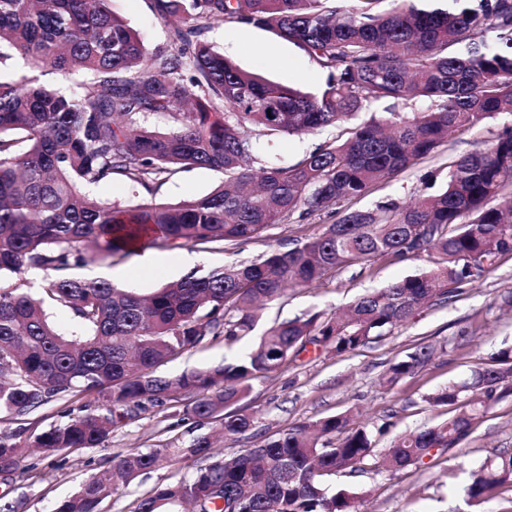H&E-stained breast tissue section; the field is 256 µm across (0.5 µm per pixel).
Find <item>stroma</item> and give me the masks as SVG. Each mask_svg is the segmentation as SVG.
<instances>
[{"label":"stroma","mask_w":512,"mask_h":512,"mask_svg":"<svg viewBox=\"0 0 512 512\" xmlns=\"http://www.w3.org/2000/svg\"><path fill=\"white\" fill-rule=\"evenodd\" d=\"M111 7L139 33L149 51L167 50L166 27L153 13L150 0H112ZM205 37L226 58L273 81L313 92L325 80L319 66L298 46L264 30L221 24L209 27ZM509 126L512 115H500L451 133L431 155L373 185L365 197L349 201V208L370 209L391 199L407 203L419 194L432 192L434 185L442 184L450 162L492 143ZM336 134V129L328 128L303 136L264 139L260 155L266 161L280 158L294 163L305 151ZM223 180L222 172L195 168L178 172L148 191L117 175L93 187L92 192L107 204L176 203L203 196ZM336 219L335 208L329 207L300 223L271 225L256 239L210 248L194 246L190 252L196 258V267L204 269L256 261L272 249L286 250L298 241L318 236ZM180 254L177 248L144 247L98 260L82 268L80 274L94 278L99 272L119 269L124 273L119 287L148 294L187 275V268L178 263ZM426 265L422 257H373L355 262L333 271L316 287L288 289L264 310L260 324L267 327L317 312L330 316L366 293L420 273ZM511 293L509 253L499 257L481 279L460 286L448 300L425 306L414 319L354 352L336 356L307 347L287 367L253 380L244 405L253 425L225 443V455L259 447L265 439L292 426L350 411L360 413L379 450L404 432L446 420L447 407L430 405L429 396L467 380L473 369L488 363L493 354L512 348V307L505 301ZM258 340L255 334L231 345L220 338L211 339L165 365L162 372L177 375L217 366L248 351ZM426 345L435 349L428 362L397 384L386 383L385 374L391 365ZM94 403L91 396L67 395L21 418L2 412L0 433H15L29 441L63 424L65 410ZM201 432L195 422L184 419L181 406L154 407L115 429L108 447L62 450L50 460L32 452L22 461L21 472L0 477V495L6 493L23 501L22 512H52L55 503L74 494L85 479L103 473L112 455L128 450L150 451L176 437L186 442ZM507 449L512 450V395L494 405L456 448L427 459L421 467L392 474L369 462L361 470L336 473L329 477L328 484L356 492L357 512H512L511 488L474 511L465 504L462 491L471 469ZM32 466L43 472V479L29 478L27 470ZM196 469V463L189 461L142 474L113 494L104 510L132 512L136 499L155 485L191 477Z\"/></svg>","instance_id":"obj_1"}]
</instances>
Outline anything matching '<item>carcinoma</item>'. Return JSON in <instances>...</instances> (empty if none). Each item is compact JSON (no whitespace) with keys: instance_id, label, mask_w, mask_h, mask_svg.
<instances>
[{"instance_id":"carcinoma-1","label":"carcinoma","mask_w":512,"mask_h":512,"mask_svg":"<svg viewBox=\"0 0 512 512\" xmlns=\"http://www.w3.org/2000/svg\"><path fill=\"white\" fill-rule=\"evenodd\" d=\"M111 0H0V64L19 57L44 74L87 76L71 95L36 77L0 80V411L27 414L63 394L98 405L21 444L0 437V473L28 448L108 444L114 426L139 412L185 401L183 412L233 439L252 426L243 405L251 382L276 372L306 345L353 352L410 321L430 300H447L512 253V206L493 202L512 185V127L448 166L436 192L400 205L346 209L322 234L271 250L258 263H230L149 296L75 270L125 255L144 240L180 248L248 241L272 224L301 220L432 154L448 131L512 114V0H151L171 24L170 48L150 52L111 9ZM264 29L296 44L326 74L303 92L239 68L202 37L212 24ZM384 112L348 126L361 112ZM413 109L404 116L400 108ZM154 115L167 129L144 124ZM345 134L296 163L254 174L257 136H300L326 127ZM190 168L224 171L225 182L188 201L121 207L81 185L124 176L151 185ZM427 256L425 271L358 298L341 315L269 327L256 347L224 365L166 377L156 370L208 337L227 344L254 331L258 311L288 287L317 285L336 268L377 256ZM41 275L31 293L30 275ZM71 314L61 332L47 314ZM433 356L423 346L394 364V384ZM512 393V351L477 368L464 390L430 398L448 419L398 436L376 452L350 415L293 426L230 458L211 436L109 459L55 512H102V503L162 462H206L190 479L157 485L134 512H355V493L325 484L374 461L397 473L466 438L493 403ZM512 488V452L470 473L469 505Z\"/></svg>"}]
</instances>
